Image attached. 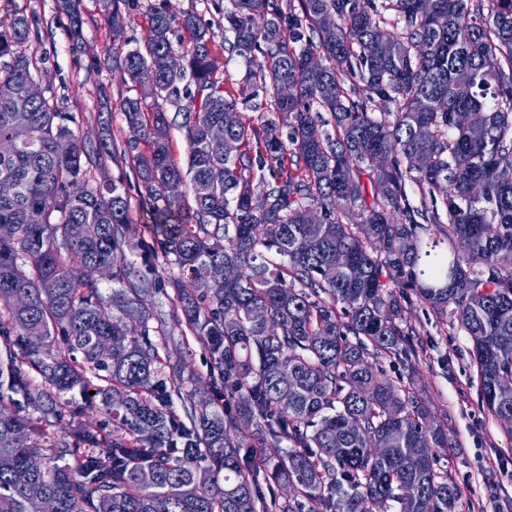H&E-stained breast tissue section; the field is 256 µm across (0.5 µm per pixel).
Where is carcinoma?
<instances>
[{"mask_svg":"<svg viewBox=\"0 0 512 512\" xmlns=\"http://www.w3.org/2000/svg\"><path fill=\"white\" fill-rule=\"evenodd\" d=\"M61 2L79 34L82 0ZM98 2L120 36L130 0ZM147 29L112 48V71L137 92L124 119L129 143L145 145L140 200L191 291L130 235L124 179L94 178L106 139L86 150L72 115L27 95L39 71L28 17L0 29V139L17 144L0 154L13 187L0 196V512H455L459 488L432 454L450 447L447 431L366 355L413 369L421 328L403 309L453 318L512 436L500 383L512 375V0H227L245 84L274 98L248 119L217 77L211 23L161 0ZM177 30L184 64L172 71ZM166 104L182 116L185 168ZM323 120L335 134L315 143ZM215 124L237 154L210 137ZM256 171L271 179L261 194ZM174 181L189 194L171 195ZM310 208L319 223L304 222ZM168 292L169 323L154 311ZM181 326L212 354L224 394V413H191V428L173 409L192 397L184 376L159 363ZM93 378L110 436L79 422L93 403L58 404ZM5 390L26 413L1 404ZM65 421L77 428L59 442L50 428ZM371 436L389 440L386 455L370 453Z\"/></svg>","mask_w":512,"mask_h":512,"instance_id":"cac0c4a2","label":"carcinoma"}]
</instances>
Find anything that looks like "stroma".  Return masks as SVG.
I'll use <instances>...</instances> for the list:
<instances>
[{
  "label": "stroma",
  "instance_id": "35a3bbf8",
  "mask_svg": "<svg viewBox=\"0 0 512 512\" xmlns=\"http://www.w3.org/2000/svg\"><path fill=\"white\" fill-rule=\"evenodd\" d=\"M225 0H169L174 13L194 12L211 22L215 32L218 75L226 94L239 96L246 65L223 45L224 20L219 7ZM23 14L37 28L32 46L39 59L38 82L59 111L75 118L74 130L87 147L99 143L102 121H109L116 161L106 164L107 178H134V151L127 145L123 102L129 96L109 66H93L113 45L112 32L102 20L97 0H83V25L73 35L70 17L57 0H0V21ZM406 317L426 331L425 351L416 373L395 362L381 360L388 378L409 381L414 392L431 407L438 424L446 428L450 447L435 449L439 470L452 476L460 489L457 512H512V437L505 434L482 403L479 381L471 360L472 343L453 322L437 320L423 307L407 310ZM168 365L188 363L193 380L186 388L195 399L207 400L218 412L222 401L211 379L214 360L187 329L172 330L159 350Z\"/></svg>",
  "mask_w": 512,
  "mask_h": 512
}]
</instances>
